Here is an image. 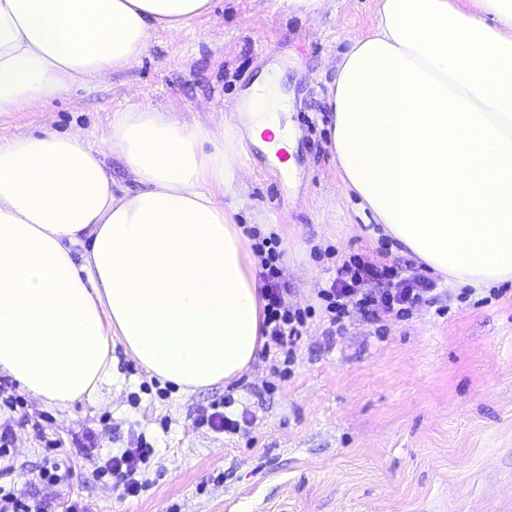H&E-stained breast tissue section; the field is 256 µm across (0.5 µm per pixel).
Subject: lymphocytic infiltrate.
<instances>
[{
	"instance_id": "1",
	"label": "lymphocytic infiltrate",
	"mask_w": 512,
	"mask_h": 512,
	"mask_svg": "<svg viewBox=\"0 0 512 512\" xmlns=\"http://www.w3.org/2000/svg\"><path fill=\"white\" fill-rule=\"evenodd\" d=\"M280 245V238L272 234L257 239L253 251L264 281L262 333L268 344L288 352L301 338L309 313L291 307L288 290L279 280ZM437 288L413 262L400 265L390 261L387 253L364 250L340 260L331 286L319 291L318 297L330 323L341 326L357 314L378 322L404 317L422 305L433 306L439 299ZM151 454L148 448H127L112 456L108 469L123 495L137 494L135 475Z\"/></svg>"
}]
</instances>
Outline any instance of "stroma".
<instances>
[{"label":"stroma","instance_id":"1","mask_svg":"<svg viewBox=\"0 0 512 512\" xmlns=\"http://www.w3.org/2000/svg\"><path fill=\"white\" fill-rule=\"evenodd\" d=\"M375 7L328 0L311 19L281 0H215L181 36L154 33L138 64L108 82L74 85L36 117H1L0 137L76 127L101 134L133 104L218 126L228 102L277 65L290 95L281 121L295 136L294 164L281 171L244 142L247 201L234 222L277 234L291 303L318 305L338 256H401L341 187L328 149L334 74L323 65L372 26ZM112 356L120 391L65 407L0 374L12 465L1 486L21 489L43 512L73 500L85 512H512L511 283L450 285L438 307L384 322L357 316L340 331L310 321L292 360L262 352L241 378L189 393L150 377L120 343ZM219 400L240 433L196 424ZM51 442L71 468L68 480L40 476ZM140 443L155 450L146 484L124 496L97 471Z\"/></svg>","mask_w":512,"mask_h":512}]
</instances>
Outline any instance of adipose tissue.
Wrapping results in <instances>:
<instances>
[{
  "instance_id": "adipose-tissue-1",
  "label": "adipose tissue",
  "mask_w": 512,
  "mask_h": 512,
  "mask_svg": "<svg viewBox=\"0 0 512 512\" xmlns=\"http://www.w3.org/2000/svg\"><path fill=\"white\" fill-rule=\"evenodd\" d=\"M212 0H0V116L37 113L176 37ZM329 150L405 252L455 285L512 282V0H378L335 65ZM244 126L133 106L101 135L0 138V373L66 405L118 387L112 344L177 390L247 372L264 339L254 256L233 221L235 142L289 148L288 102L252 84ZM273 140H264L265 131ZM117 157L137 183L115 191Z\"/></svg>"
}]
</instances>
